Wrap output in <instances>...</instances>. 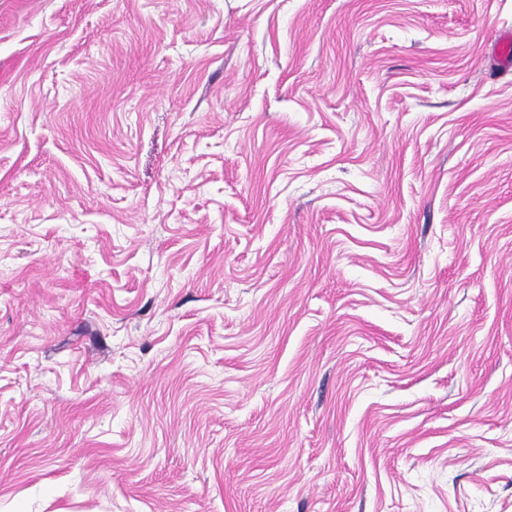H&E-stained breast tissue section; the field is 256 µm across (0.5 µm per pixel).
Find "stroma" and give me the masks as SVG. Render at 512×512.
I'll list each match as a JSON object with an SVG mask.
<instances>
[{"mask_svg":"<svg viewBox=\"0 0 512 512\" xmlns=\"http://www.w3.org/2000/svg\"><path fill=\"white\" fill-rule=\"evenodd\" d=\"M512 0H0V512H512Z\"/></svg>","mask_w":512,"mask_h":512,"instance_id":"stroma-1","label":"stroma"}]
</instances>
